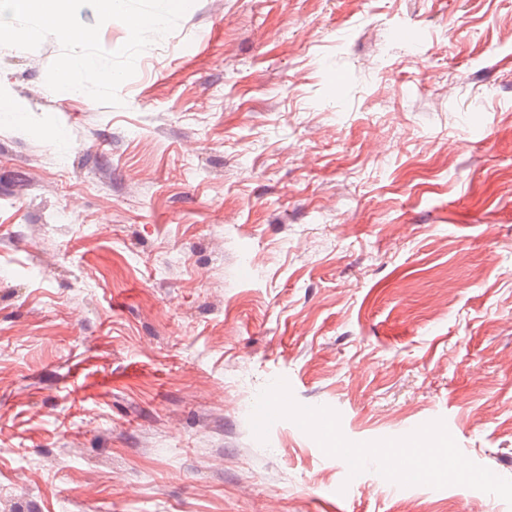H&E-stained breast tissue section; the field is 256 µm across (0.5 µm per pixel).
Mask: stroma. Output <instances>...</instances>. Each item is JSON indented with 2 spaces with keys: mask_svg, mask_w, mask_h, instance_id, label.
I'll list each match as a JSON object with an SVG mask.
<instances>
[{
  "mask_svg": "<svg viewBox=\"0 0 512 512\" xmlns=\"http://www.w3.org/2000/svg\"><path fill=\"white\" fill-rule=\"evenodd\" d=\"M59 52L0 47V512H512L250 425L512 478V0H194L119 107Z\"/></svg>",
  "mask_w": 512,
  "mask_h": 512,
  "instance_id": "obj_1",
  "label": "stroma"
}]
</instances>
